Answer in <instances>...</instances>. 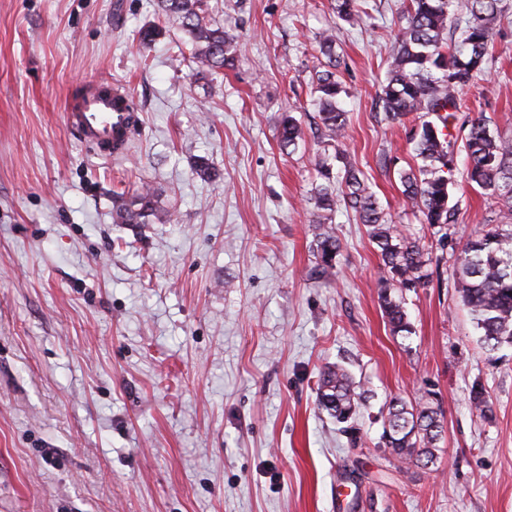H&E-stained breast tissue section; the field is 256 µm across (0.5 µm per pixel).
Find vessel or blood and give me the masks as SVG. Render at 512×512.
Instances as JSON below:
<instances>
[{
	"instance_id": "obj_1",
	"label": "vessel or blood",
	"mask_w": 512,
	"mask_h": 512,
	"mask_svg": "<svg viewBox=\"0 0 512 512\" xmlns=\"http://www.w3.org/2000/svg\"><path fill=\"white\" fill-rule=\"evenodd\" d=\"M129 105L126 88L100 80L68 101L66 122L82 141L95 145L109 159L125 153L138 123Z\"/></svg>"
}]
</instances>
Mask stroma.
I'll return each instance as SVG.
<instances>
[{
  "mask_svg": "<svg viewBox=\"0 0 512 512\" xmlns=\"http://www.w3.org/2000/svg\"><path fill=\"white\" fill-rule=\"evenodd\" d=\"M404 7L366 0L363 23L339 26L330 0H209L237 36L235 69L212 77L153 0H0V512H512V346L483 348L453 279L457 249L501 204L469 186L455 138L443 248L379 165L413 160L378 104ZM150 26L162 34L146 46ZM330 27L344 153L430 258L406 338L353 212L335 216V276L311 274L310 82ZM490 53L463 102L512 138V5ZM98 80L138 105L126 157H97L65 122ZM288 111L305 131L291 153ZM199 157L217 181L193 175ZM144 185L168 222L113 223V193ZM328 364L368 393L357 436L316 407ZM476 382L492 419L471 404ZM427 388L445 427L436 461L398 462L381 445L385 404Z\"/></svg>",
  "mask_w": 512,
  "mask_h": 512,
  "instance_id": "1",
  "label": "stroma"
}]
</instances>
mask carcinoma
I'll list each match as a JSON object with an SVG mask.
<instances>
[{
  "mask_svg": "<svg viewBox=\"0 0 512 512\" xmlns=\"http://www.w3.org/2000/svg\"><path fill=\"white\" fill-rule=\"evenodd\" d=\"M361 0H331L336 22L355 25L361 19ZM156 11L175 22L191 45L197 73L218 75L236 62V35L224 30L209 12L208 0H156ZM505 12L503 0H408L395 37L387 77L379 96L386 118L402 124L420 120L412 137L420 164L401 167L397 175L401 194L419 210L423 223L440 243L448 241V225L455 221L449 205L455 158L453 132L468 129L465 138L469 183L502 203L500 220L489 230L461 245L454 263L455 286L470 311L483 345L493 351L512 345V139L491 130L482 115L461 116L460 93L485 71L490 44ZM464 23L462 39L448 41L451 18ZM325 57L312 75V102L321 121L323 152L315 158L322 183L314 193L311 244L315 273L336 270L342 243L332 226L339 207L355 212L367 227L379 256L378 297L392 334L410 336L413 326L405 296L428 283L419 240L388 218L364 174L343 159L341 139L348 114L341 105L344 87L336 74V41L329 31L318 40ZM431 115L432 121L424 120ZM304 138L301 123L286 114L280 123L279 142L284 149L298 147ZM192 173L204 180L217 177L209 159L194 161ZM167 212L154 193L137 191L118 195L112 205L114 224H162ZM363 393L339 365L320 373L318 408L338 423H347L359 411ZM470 400L484 418L493 415L482 385L471 387ZM441 410L435 394L426 392L413 402L393 398L388 402L381 436L383 447L407 464L434 463L436 444L442 437Z\"/></svg>",
  "mask_w": 512,
  "mask_h": 512,
  "instance_id": "cac0c4a2",
  "label": "carcinoma"
}]
</instances>
